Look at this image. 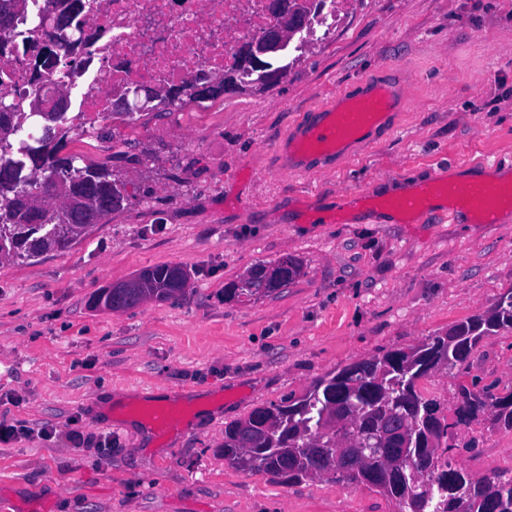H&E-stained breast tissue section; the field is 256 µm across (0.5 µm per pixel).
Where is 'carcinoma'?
Wrapping results in <instances>:
<instances>
[{
    "label": "carcinoma",
    "mask_w": 512,
    "mask_h": 512,
    "mask_svg": "<svg viewBox=\"0 0 512 512\" xmlns=\"http://www.w3.org/2000/svg\"><path fill=\"white\" fill-rule=\"evenodd\" d=\"M29 0H0V28L28 13ZM85 8L82 0H45L31 20L22 48L6 34L0 51L37 52L40 66L70 78L78 62L66 60L47 46L62 39L72 14ZM231 75L238 93L258 78L244 72L240 62L220 73ZM0 79V264L28 262L48 252H65L89 229L125 201V183L107 165H81V154L68 150L74 137L89 134L82 113L57 112L47 121L33 112L36 93L22 107L16 94ZM224 81L206 96L187 93L188 85H163L156 92L169 105L211 100L223 92ZM250 270L224 287V299L250 301L259 278ZM188 278L176 265H157L141 271L112 297V310L134 308L158 291L167 301L181 293ZM512 330V290L483 314L467 318L443 333L426 338L408 350H391L356 362L317 379L302 396L254 409L246 418L224 427V461L243 471L263 472L288 482L322 477L331 464L338 482L363 486L394 505V512H512V475L493 471L474 477L452 462L457 448L473 449L480 439L459 442L461 428L491 417L492 424L512 432V387L499 393L493 386L458 385L450 423L447 407L426 398L422 379L439 370L466 369L485 336ZM351 432L375 444V438L403 430L408 446L388 442L381 450L385 461L375 464L359 458L369 449L350 446L351 464L336 459L338 430ZM404 459L402 466L388 460Z\"/></svg>",
    "instance_id": "carcinoma-1"
}]
</instances>
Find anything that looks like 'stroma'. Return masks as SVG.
Here are the masks:
<instances>
[{
    "instance_id": "1",
    "label": "stroma",
    "mask_w": 512,
    "mask_h": 512,
    "mask_svg": "<svg viewBox=\"0 0 512 512\" xmlns=\"http://www.w3.org/2000/svg\"><path fill=\"white\" fill-rule=\"evenodd\" d=\"M384 61L413 101L396 128L334 171H284L282 134ZM96 126L114 139L72 149L112 167L128 200L69 251L0 264V420L25 429L0 443V512H392L328 477L234 469L224 428L512 290V210L438 224L388 213L381 190L512 163V0H349L334 36L274 86ZM285 256L302 265L287 287L225 300L227 283ZM162 264L188 274L175 299L90 307L98 289ZM475 376L512 386L511 331L484 337L469 373L423 385L446 401ZM148 396L178 399L186 419L150 427L146 449L131 423ZM454 461L510 471L512 432L488 429Z\"/></svg>"
}]
</instances>
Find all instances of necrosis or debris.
Segmentation results:
<instances>
[{"mask_svg": "<svg viewBox=\"0 0 512 512\" xmlns=\"http://www.w3.org/2000/svg\"><path fill=\"white\" fill-rule=\"evenodd\" d=\"M274 22L262 0H89L73 21L87 41L77 73L86 123L130 84L180 85L224 71L238 41Z\"/></svg>", "mask_w": 512, "mask_h": 512, "instance_id": "4bbe7bcc", "label": "necrosis or debris"}]
</instances>
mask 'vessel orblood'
Masks as SVG:
<instances>
[{
  "mask_svg": "<svg viewBox=\"0 0 512 512\" xmlns=\"http://www.w3.org/2000/svg\"><path fill=\"white\" fill-rule=\"evenodd\" d=\"M411 102L402 85L388 73L361 79L353 89L342 91L314 106L282 136L281 166L288 171L313 174L335 167L361 149L377 144L389 132L397 117L409 111ZM454 193L484 223H494L498 211L512 204V187L503 184L467 183L447 190L435 184L412 189L390 201L401 213L425 211L431 199ZM147 415L159 425L178 426L185 415L174 400L150 406Z\"/></svg>",
  "mask_w": 512,
  "mask_h": 512,
  "instance_id": "obj_1",
  "label": "vessel or blood"
}]
</instances>
